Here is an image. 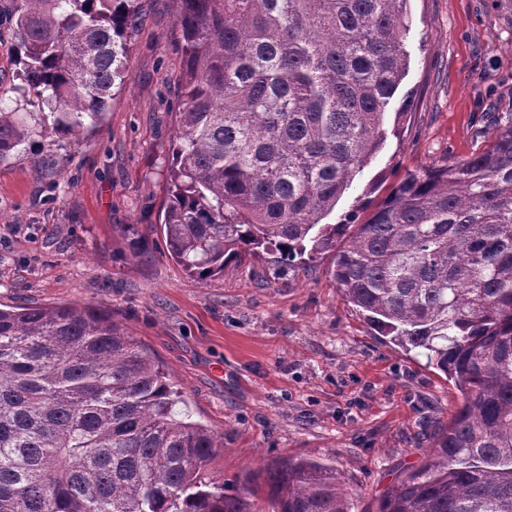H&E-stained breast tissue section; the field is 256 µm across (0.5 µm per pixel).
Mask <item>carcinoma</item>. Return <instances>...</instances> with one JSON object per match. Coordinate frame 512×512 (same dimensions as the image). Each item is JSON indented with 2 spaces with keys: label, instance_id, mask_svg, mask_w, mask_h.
<instances>
[{
  "label": "carcinoma",
  "instance_id": "cac0c4a2",
  "mask_svg": "<svg viewBox=\"0 0 512 512\" xmlns=\"http://www.w3.org/2000/svg\"><path fill=\"white\" fill-rule=\"evenodd\" d=\"M182 110L163 230L206 280L245 256L333 251L364 320L453 380L462 404L378 512H512V123L410 172L361 220H322L383 146L410 0H180ZM21 112L0 90V163L98 125L127 82L135 0H3ZM166 369L100 312L0 308V512H264L203 485L223 440L180 416ZM265 470L275 512H351L333 459Z\"/></svg>",
  "mask_w": 512,
  "mask_h": 512
}]
</instances>
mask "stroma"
Instances as JSON below:
<instances>
[{"label":"stroma","instance_id":"obj_1","mask_svg":"<svg viewBox=\"0 0 512 512\" xmlns=\"http://www.w3.org/2000/svg\"><path fill=\"white\" fill-rule=\"evenodd\" d=\"M179 0H138L130 77L81 140L38 137L0 164V306L75 305L173 373L181 411L223 438L199 477L234 491L267 464L336 457L352 512L423 466L462 397L338 292L333 254L228 263L199 281L160 229L181 104ZM389 135L329 216L378 204L409 171L462 160L512 117V0H412Z\"/></svg>","mask_w":512,"mask_h":512}]
</instances>
